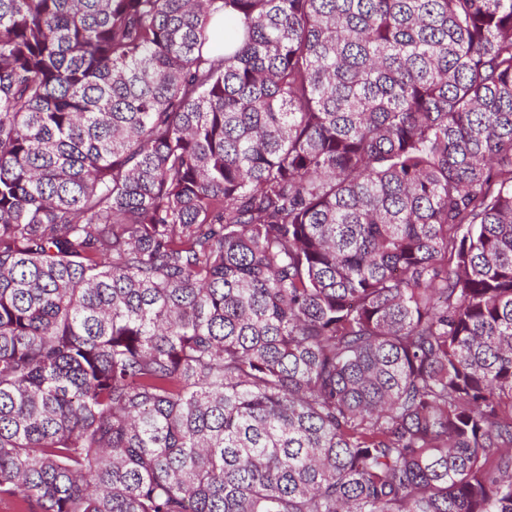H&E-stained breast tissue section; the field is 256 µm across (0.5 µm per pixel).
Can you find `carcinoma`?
I'll list each match as a JSON object with an SVG mask.
<instances>
[{
	"mask_svg": "<svg viewBox=\"0 0 512 512\" xmlns=\"http://www.w3.org/2000/svg\"><path fill=\"white\" fill-rule=\"evenodd\" d=\"M0 501L512 512V0H0Z\"/></svg>",
	"mask_w": 512,
	"mask_h": 512,
	"instance_id": "carcinoma-1",
	"label": "carcinoma"
}]
</instances>
